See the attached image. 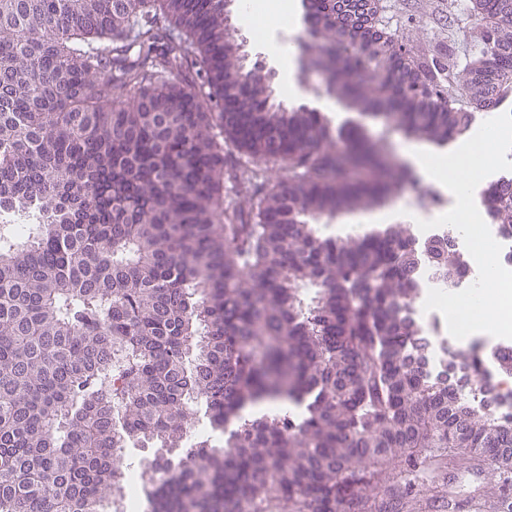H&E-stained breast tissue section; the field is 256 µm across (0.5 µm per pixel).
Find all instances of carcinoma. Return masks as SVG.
Wrapping results in <instances>:
<instances>
[{
  "label": "carcinoma",
  "mask_w": 512,
  "mask_h": 512,
  "mask_svg": "<svg viewBox=\"0 0 512 512\" xmlns=\"http://www.w3.org/2000/svg\"><path fill=\"white\" fill-rule=\"evenodd\" d=\"M305 8L303 70L406 137L443 146L512 93L508 0H448L446 48L380 0ZM240 47L224 0H0V512H98L145 470L151 512H439L456 448L512 499V416L416 365L410 227L310 224L413 173L239 79ZM488 211L512 231V188ZM200 409L236 416L224 447Z\"/></svg>",
  "instance_id": "1"
}]
</instances>
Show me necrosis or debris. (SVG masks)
<instances>
[{
  "label": "necrosis or debris",
  "instance_id": "1",
  "mask_svg": "<svg viewBox=\"0 0 512 512\" xmlns=\"http://www.w3.org/2000/svg\"><path fill=\"white\" fill-rule=\"evenodd\" d=\"M477 276V268L470 264L449 276L430 259H423L418 273L419 300L411 307V317L427 341L428 373H440L448 363H457L477 380L476 387L465 393L474 413H510L512 384L502 379L501 372L503 354L512 353V339L500 338L491 346L484 345L478 338L468 342L454 339L443 326L438 312L423 309L422 300L429 289L448 287L460 291L473 284Z\"/></svg>",
  "mask_w": 512,
  "mask_h": 512
}]
</instances>
